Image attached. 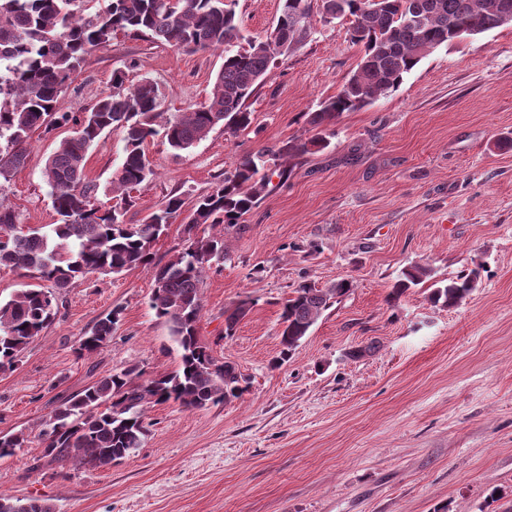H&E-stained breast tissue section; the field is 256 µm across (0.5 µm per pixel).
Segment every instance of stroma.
Listing matches in <instances>:
<instances>
[{"mask_svg": "<svg viewBox=\"0 0 512 512\" xmlns=\"http://www.w3.org/2000/svg\"><path fill=\"white\" fill-rule=\"evenodd\" d=\"M280 5L237 0L244 35L265 36ZM350 26L316 20L313 37L271 65L247 102L248 130L217 127L179 154L151 138L155 174L134 190L126 222L142 223L165 196L211 191L246 153L310 138L311 113L363 53ZM223 62L219 50L120 34L87 56L57 107L86 111L120 71L130 85L154 81L165 111L186 112L206 101ZM332 129L327 148L294 158L243 217L223 267L202 284L200 337L248 377V392L201 410L153 406L140 448L108 468H63L32 441L0 459V493L52 500L56 512H512V148L498 146L512 139V25L435 50ZM71 133L35 132L24 166L0 182L19 225L56 222L43 171ZM122 146L116 130L90 152L96 204L112 203ZM414 264L430 281L390 306L392 285ZM474 268L478 285L457 307L430 303L433 283ZM340 280L350 291L272 367L281 302L301 283ZM152 288L150 269L137 268L63 291L55 320L14 370L0 371V434L37 430L59 400L104 375L174 371ZM247 298L254 306L225 336V310ZM115 309L111 342L80 356Z\"/></svg>", "mask_w": 512, "mask_h": 512, "instance_id": "1", "label": "stroma"}]
</instances>
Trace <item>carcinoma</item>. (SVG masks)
I'll list each match as a JSON object with an SVG mask.
<instances>
[{
    "mask_svg": "<svg viewBox=\"0 0 512 512\" xmlns=\"http://www.w3.org/2000/svg\"><path fill=\"white\" fill-rule=\"evenodd\" d=\"M0 0V180L9 181L26 160V144L38 130L49 133L72 123L74 135L58 143L43 176L51 189L58 223L17 230V215L0 204V267L23 270L52 283L50 288H22L0 300V371L14 369L33 339L57 313L55 291L94 273L140 267L153 269L150 308L169 325L177 346L176 370L149 378L130 368L105 375L81 392L60 401L41 422L37 438L42 457L73 469L99 468L120 461L142 444L148 407L173 401L186 409L218 406L247 391L241 373L216 358L199 336L203 278L228 253L224 235L241 230L238 221L269 192L262 173L265 157L285 165L289 160L325 148L326 134L290 141L276 150L242 156L215 188L196 197L188 214L185 199L172 194L142 224H128L130 193L154 175L145 145L163 132L170 148L185 151L219 125L245 131L254 121L246 101L261 84L271 63L299 50L314 31L308 0H282L277 23L263 38L241 34L236 0ZM335 17L352 18V40L363 44L357 69L336 95L322 103L309 124L329 125L345 112L357 111L397 89L419 62L441 46L503 25L512 0H324ZM420 10L417 27L405 17ZM145 36L186 52L224 49V63L206 102L188 112L162 110L157 85L141 79L126 87L116 74L112 91L83 116L59 112L60 94L77 77L95 48L118 33ZM246 46L231 50L238 40ZM123 133L120 164L112 171L110 192L116 203L95 205L97 187L86 181L89 151L105 133ZM184 216L188 230L200 224L222 232L190 239L189 245L162 264L153 263L151 245L167 226ZM431 277L415 264L402 272L388 293L397 303L406 292ZM477 268L432 289L429 299L444 308L458 306L476 287ZM350 290L338 281L327 288L304 283L281 306L280 366L291 357L324 311ZM253 307L245 299L224 311V336ZM120 312L100 318L80 344L90 356L112 338ZM31 443V433L0 434V458L15 455ZM0 512H55L46 499H19L0 494Z\"/></svg>",
    "mask_w": 512,
    "mask_h": 512,
    "instance_id": "carcinoma-1",
    "label": "carcinoma"
}]
</instances>
